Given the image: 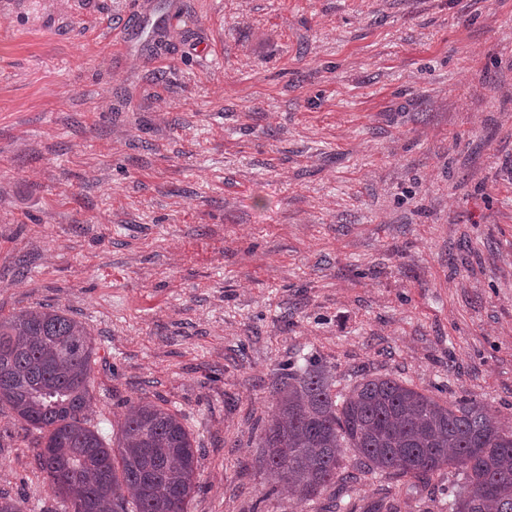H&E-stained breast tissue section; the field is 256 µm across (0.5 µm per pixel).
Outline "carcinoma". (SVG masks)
<instances>
[{"mask_svg": "<svg viewBox=\"0 0 512 512\" xmlns=\"http://www.w3.org/2000/svg\"><path fill=\"white\" fill-rule=\"evenodd\" d=\"M94 346L85 326L41 306L0 314V406L39 431L35 461L64 512H187L198 449L175 411L130 405L116 444L90 425ZM263 429L260 464L305 500L336 484L344 449L360 473L420 479L458 468L452 512H512V428L479 403L441 404L405 382L365 377L338 394L317 366L288 372Z\"/></svg>", "mask_w": 512, "mask_h": 512, "instance_id": "obj_1", "label": "carcinoma"}]
</instances>
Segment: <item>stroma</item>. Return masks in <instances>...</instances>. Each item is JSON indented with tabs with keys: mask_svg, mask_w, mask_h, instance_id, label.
Masks as SVG:
<instances>
[{
	"mask_svg": "<svg viewBox=\"0 0 512 512\" xmlns=\"http://www.w3.org/2000/svg\"><path fill=\"white\" fill-rule=\"evenodd\" d=\"M36 306L105 439L182 415L188 512H450L452 467L301 502L258 457L291 361L512 426V0H0V313ZM34 454L0 407V495L60 512Z\"/></svg>",
	"mask_w": 512,
	"mask_h": 512,
	"instance_id": "obj_1",
	"label": "stroma"
}]
</instances>
